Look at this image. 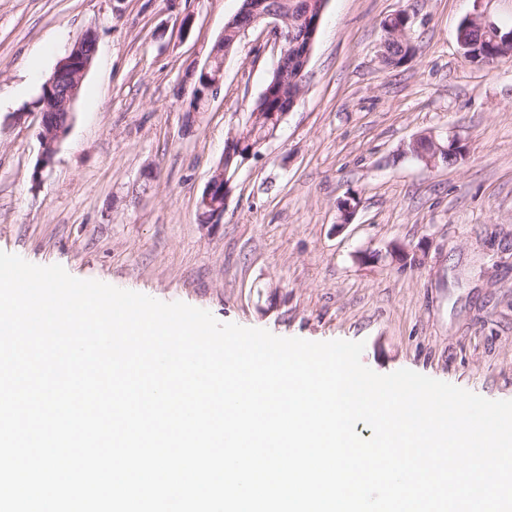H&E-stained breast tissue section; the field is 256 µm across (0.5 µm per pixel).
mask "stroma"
I'll list each match as a JSON object with an SVG mask.
<instances>
[{
  "mask_svg": "<svg viewBox=\"0 0 512 512\" xmlns=\"http://www.w3.org/2000/svg\"><path fill=\"white\" fill-rule=\"evenodd\" d=\"M241 5L0 0V250L222 323L361 341L377 373L406 368L512 400V56L471 63L456 41L477 10L512 28V0H327L303 94L239 171L223 217L204 224L224 142L279 59L268 21L249 28L186 125L185 72ZM400 11L416 54L389 69L382 23ZM88 30L97 53L34 180L36 102ZM421 134L459 137L464 158L427 167L405 152ZM350 193L360 204L344 225ZM368 253L375 262L361 263Z\"/></svg>",
  "mask_w": 512,
  "mask_h": 512,
  "instance_id": "35a3bbf8",
  "label": "stroma"
}]
</instances>
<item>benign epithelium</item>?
<instances>
[{
  "instance_id": "1",
  "label": "benign epithelium",
  "mask_w": 512,
  "mask_h": 512,
  "mask_svg": "<svg viewBox=\"0 0 512 512\" xmlns=\"http://www.w3.org/2000/svg\"><path fill=\"white\" fill-rule=\"evenodd\" d=\"M323 14L322 8L308 10L303 16L305 25L309 31L307 44L295 45L289 43L288 27L291 20L281 12H275L264 8V0H243V6L240 11V17L248 18L245 27L249 28L263 19L272 20L273 32L279 41L282 42L280 57L275 69V75L287 76L288 70L292 69L295 61H300L292 84L288 87L287 83H282L279 92L291 89V103H296L302 95L303 82L305 79V69L310 59L311 51L315 41L317 31L320 26ZM467 22L472 25V29L479 32L489 31L494 35L496 45V58L512 55V29L502 30L495 22L486 17L483 13L476 11L466 17ZM224 44V38H219L215 43L210 58L203 67L196 66L190 69V75L199 72L209 80V93H214L224 80L223 51L220 46ZM97 52V36L94 31L87 30L83 32L74 42L69 53L58 63L52 76L46 82L50 92L41 94L39 98L40 111V132L41 155L37 174H42L43 170L49 166L57 152L58 145L65 136L69 123L74 114L75 103L78 97L82 80L89 70ZM264 142L260 141L252 147H247V141L241 130L231 133L224 144V154L231 156H242L243 162H248L255 155L259 154ZM465 152L462 143L455 137H450L444 143L433 141L432 157L425 159V162L435 167L439 164V159L445 160L461 157ZM235 176L229 174L223 165H218L213 171L211 177L205 185L203 195L200 199V207L206 209L202 216L205 224H212L218 221L224 215L225 204L212 202V198L217 197L225 200L232 192V185Z\"/></svg>"
}]
</instances>
